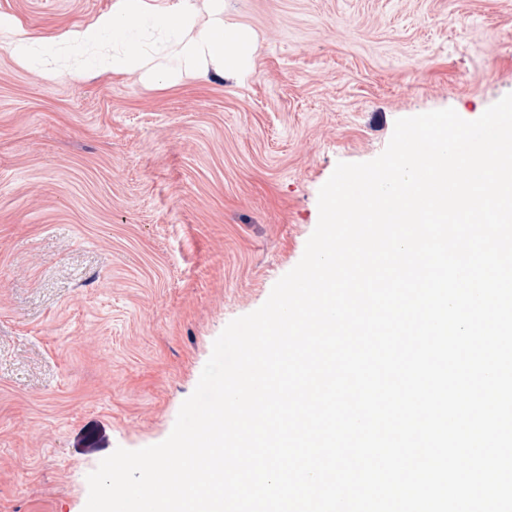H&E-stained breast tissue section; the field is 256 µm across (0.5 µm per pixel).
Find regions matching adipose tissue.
<instances>
[{
    "mask_svg": "<svg viewBox=\"0 0 512 512\" xmlns=\"http://www.w3.org/2000/svg\"><path fill=\"white\" fill-rule=\"evenodd\" d=\"M111 52H102L103 44ZM0 44L24 64H48L57 55L73 59L71 76L92 62L106 75H139L148 83L215 71L226 76L246 73L253 60L255 36L242 25L225 21L213 7L202 22L190 0L160 7L151 0H115L111 12L92 22L45 37L15 17L0 15Z\"/></svg>",
    "mask_w": 512,
    "mask_h": 512,
    "instance_id": "1",
    "label": "adipose tissue"
}]
</instances>
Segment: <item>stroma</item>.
Wrapping results in <instances>:
<instances>
[{
  "mask_svg": "<svg viewBox=\"0 0 512 512\" xmlns=\"http://www.w3.org/2000/svg\"><path fill=\"white\" fill-rule=\"evenodd\" d=\"M243 78L21 64L0 45V512H84L165 440L213 343L301 259L337 163L512 93V0H223ZM113 0H0L43 36Z\"/></svg>",
  "mask_w": 512,
  "mask_h": 512,
  "instance_id": "obj_1",
  "label": "stroma"
}]
</instances>
